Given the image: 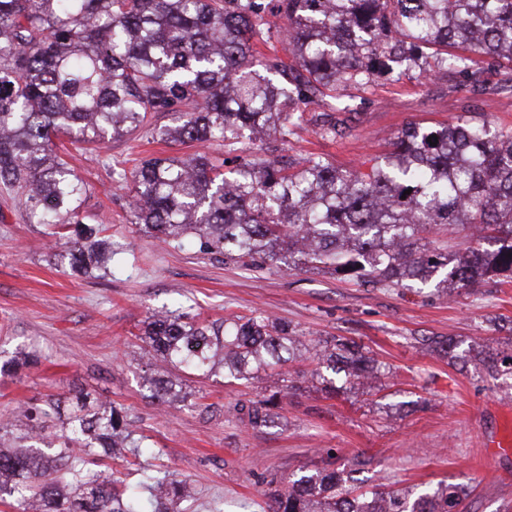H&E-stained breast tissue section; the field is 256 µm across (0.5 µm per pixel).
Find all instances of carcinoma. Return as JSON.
<instances>
[{"mask_svg": "<svg viewBox=\"0 0 512 512\" xmlns=\"http://www.w3.org/2000/svg\"><path fill=\"white\" fill-rule=\"evenodd\" d=\"M281 41L292 61L257 46ZM512 57V0H0V186L30 222L53 228L63 268L110 272L112 245L81 210L88 185L58 141L99 145L133 136L149 118L172 116L151 136L194 143L182 158L156 157L127 176L129 223L169 245L323 268L382 288L512 278V131L486 119L409 124L369 170L342 171L319 156L277 154L303 124L334 139L342 92L418 74L459 75L483 87L484 64ZM260 140L262 156L227 161ZM411 193L404 194V191ZM469 231L452 260L419 244L438 226ZM191 339L202 341L187 350ZM142 350L161 370L242 380L296 350L319 349L326 369L359 378L373 360L349 343L306 340L267 317L200 321L179 303L152 314ZM151 397L182 402L178 384L144 377ZM284 398L251 402L250 426H267ZM38 424L12 437L0 424V505L16 512H179L187 483L165 471L130 485L93 461L146 452L124 416L86 389L46 395ZM464 495L441 485L410 500L359 492L336 469H314L269 492V512H459Z\"/></svg>", "mask_w": 512, "mask_h": 512, "instance_id": "cac0c4a2", "label": "carcinoma"}]
</instances>
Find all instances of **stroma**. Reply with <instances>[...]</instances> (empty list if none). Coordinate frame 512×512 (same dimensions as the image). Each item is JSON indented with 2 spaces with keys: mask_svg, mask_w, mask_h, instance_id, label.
I'll list each match as a JSON object with an SVG mask.
<instances>
[{
  "mask_svg": "<svg viewBox=\"0 0 512 512\" xmlns=\"http://www.w3.org/2000/svg\"><path fill=\"white\" fill-rule=\"evenodd\" d=\"M488 79L496 92L473 91L454 74L351 92L342 134L323 139L304 126L284 152L350 170L372 164L411 122L464 115L512 130V64ZM192 152L139 132L67 154L89 185L83 209L102 220L114 251L112 273L102 278L58 267L43 225L30 223L18 199L0 188V354L20 362L0 376V422L26 432L32 423L19 419L22 407L89 385L151 447L142 467L173 471L193 486L186 512H268L272 477L327 462L348 471L359 456L368 460L357 472L363 487L383 483L417 495L441 482L463 485L466 512H512V451L492 456L483 448L491 432L512 434V372L483 365L512 355V279L448 293L380 288L323 270L247 267L164 245L129 223L109 164ZM175 299L210 320L265 316L310 338L356 341L380 371L368 381L336 375L331 393L311 377L313 353L300 351L288 369L303 376V388L262 430L233 410L271 393L273 380L262 371L230 384L189 379L182 406L159 404L141 386L144 364L122 354L136 350L147 317ZM426 336L450 340L451 355L424 346ZM204 405L214 415L201 414Z\"/></svg>",
  "mask_w": 512,
  "mask_h": 512,
  "instance_id": "stroma-1",
  "label": "stroma"
}]
</instances>
